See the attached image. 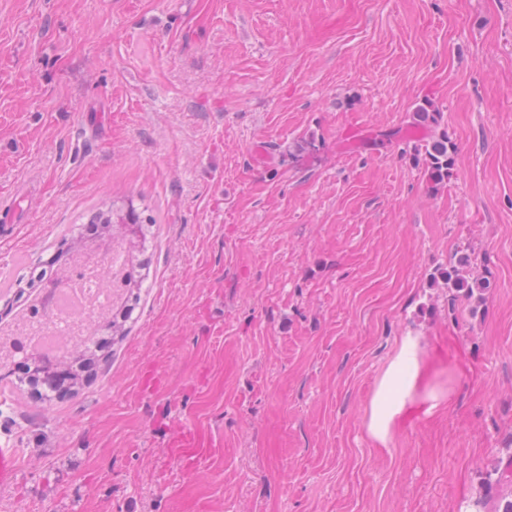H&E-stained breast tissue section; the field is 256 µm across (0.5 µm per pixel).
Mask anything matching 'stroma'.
<instances>
[{
	"mask_svg": "<svg viewBox=\"0 0 512 512\" xmlns=\"http://www.w3.org/2000/svg\"><path fill=\"white\" fill-rule=\"evenodd\" d=\"M427 98L441 122L405 136ZM22 197L0 281L96 208L153 232L124 238L148 286L109 363L0 401V512H472L512 454V0H0ZM464 255L473 315L443 278ZM409 334L422 384L383 447L364 416ZM178 423L218 443L191 468ZM453 144L441 138L425 149V172L431 188L448 180V171L452 165Z\"/></svg>",
	"mask_w": 512,
	"mask_h": 512,
	"instance_id": "35a3bbf8",
	"label": "stroma"
}]
</instances>
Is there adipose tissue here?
<instances>
[{
    "mask_svg": "<svg viewBox=\"0 0 512 512\" xmlns=\"http://www.w3.org/2000/svg\"><path fill=\"white\" fill-rule=\"evenodd\" d=\"M420 369V346L417 337L407 335L379 374L366 409L364 428L377 444H388L397 420L414 400Z\"/></svg>",
    "mask_w": 512,
    "mask_h": 512,
    "instance_id": "adipose-tissue-1",
    "label": "adipose tissue"
}]
</instances>
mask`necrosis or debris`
Masks as SVG:
<instances>
[{
  "instance_id": "1",
  "label": "necrosis or debris",
  "mask_w": 512,
  "mask_h": 512,
  "mask_svg": "<svg viewBox=\"0 0 512 512\" xmlns=\"http://www.w3.org/2000/svg\"><path fill=\"white\" fill-rule=\"evenodd\" d=\"M125 274L115 273L107 253L70 248L57 264L53 285L41 288L22 315L0 331V358L21 346L53 361L87 338L88 325L108 319Z\"/></svg>"
}]
</instances>
